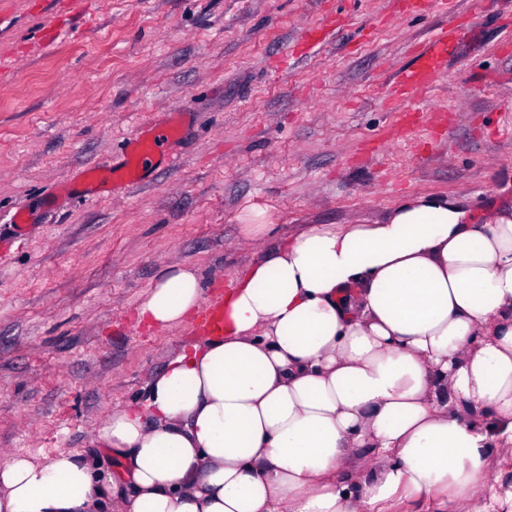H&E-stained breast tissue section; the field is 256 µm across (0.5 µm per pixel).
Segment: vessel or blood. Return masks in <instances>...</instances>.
I'll use <instances>...</instances> for the list:
<instances>
[{"label":"vessel or blood","instance_id":"vessel-or-blood-1","mask_svg":"<svg viewBox=\"0 0 512 512\" xmlns=\"http://www.w3.org/2000/svg\"><path fill=\"white\" fill-rule=\"evenodd\" d=\"M333 20H325L308 27L300 38L306 53H314L329 45L334 36ZM459 41L457 28L440 30L422 47L416 63L397 78L395 93L411 107H419L428 96L435 75L451 55ZM177 129L172 122L164 121L139 130L128 138L122 149V159L99 167L96 177L86 178L81 195L92 199L111 187H134L147 179L154 166H167L177 162L173 150Z\"/></svg>","mask_w":512,"mask_h":512}]
</instances>
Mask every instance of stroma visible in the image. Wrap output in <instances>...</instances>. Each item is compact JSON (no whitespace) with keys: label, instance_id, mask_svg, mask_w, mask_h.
Returning <instances> with one entry per match:
<instances>
[{"label":"stroma","instance_id":"stroma-1","mask_svg":"<svg viewBox=\"0 0 512 512\" xmlns=\"http://www.w3.org/2000/svg\"><path fill=\"white\" fill-rule=\"evenodd\" d=\"M324 16L333 43L280 72ZM512 0H0V455L86 451L112 406L196 336L136 308L163 267L210 290L312 224H375L418 196L512 211ZM463 40L427 105L398 126L394 82L443 28ZM176 119L178 167L147 186L71 198L139 127ZM261 224L264 244L242 240Z\"/></svg>","mask_w":512,"mask_h":512}]
</instances>
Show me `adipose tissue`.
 Returning a JSON list of instances; mask_svg holds the SVG:
<instances>
[{
  "label": "adipose tissue",
  "mask_w": 512,
  "mask_h": 512,
  "mask_svg": "<svg viewBox=\"0 0 512 512\" xmlns=\"http://www.w3.org/2000/svg\"><path fill=\"white\" fill-rule=\"evenodd\" d=\"M197 269L137 308L163 332L203 309ZM222 335L182 349L82 452L13 453L0 512H512V214L439 197L378 224H312L224 294Z\"/></svg>",
  "instance_id": "obj_1"
}]
</instances>
